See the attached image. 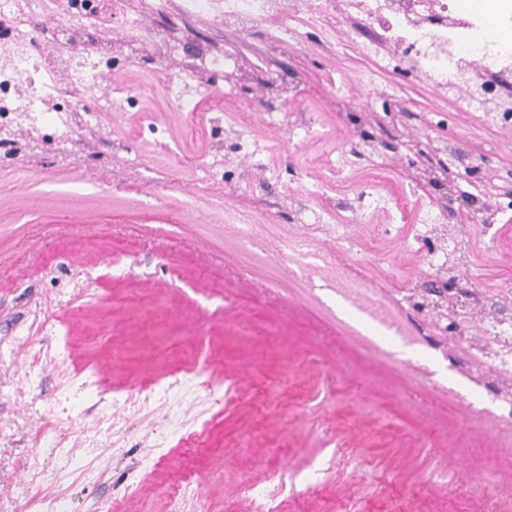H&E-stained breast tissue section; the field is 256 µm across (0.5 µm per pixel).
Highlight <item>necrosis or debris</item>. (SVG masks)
<instances>
[{
	"instance_id": "necrosis-or-debris-1",
	"label": "necrosis or debris",
	"mask_w": 512,
	"mask_h": 512,
	"mask_svg": "<svg viewBox=\"0 0 512 512\" xmlns=\"http://www.w3.org/2000/svg\"><path fill=\"white\" fill-rule=\"evenodd\" d=\"M142 11L163 21L162 29L149 34L156 45L153 75L163 77V91L177 111L200 115L196 94L187 78L189 72L235 69L234 51L199 53L190 67H182L183 39L171 19L179 13L188 19L204 11L214 12L225 29L246 34L265 24L274 44L298 50L309 48L311 32L325 20L343 28L350 43L369 57L371 67L360 81L373 94L400 99L402 86L384 85L380 76L393 71L407 74L410 82H424L440 92L457 95L456 109L479 112L483 106L473 96L458 95L466 72L483 77L512 74V0H138ZM47 11V0H0V47L11 50L10 60L0 59V141L15 142L21 130L36 133L40 125L52 124L63 142L77 140L80 130L73 122L68 100L72 88L94 90L98 108L124 105L133 86L100 88L101 64H84L71 54L45 64L32 50L31 27ZM370 33L368 41L357 38L360 30ZM235 94L225 87L213 98L208 115L203 116L214 135L223 137L220 159L255 160L266 151L264 141L254 132L256 122L285 129L289 140L307 141L317 135L310 122L290 120L278 109L266 110L262 117L247 114L222 117L223 101ZM442 214L425 212L409 252H420L428 267L443 270L451 253L438 241Z\"/></svg>"
}]
</instances>
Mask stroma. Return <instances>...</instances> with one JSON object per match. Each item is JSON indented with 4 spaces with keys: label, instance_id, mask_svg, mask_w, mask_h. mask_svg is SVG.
Instances as JSON below:
<instances>
[{
    "label": "stroma",
    "instance_id": "1",
    "mask_svg": "<svg viewBox=\"0 0 512 512\" xmlns=\"http://www.w3.org/2000/svg\"><path fill=\"white\" fill-rule=\"evenodd\" d=\"M112 2L102 0L94 27L52 45L44 33L71 5L56 0L33 29L43 58L60 46L111 52L127 35ZM181 28L188 62L201 46H240L250 90L233 109L287 105L294 118L310 114L347 140L351 154L358 130L375 138L383 169L364 160L352 178L318 173L335 222L310 250L342 268L363 259L359 276L383 296L428 274L405 240L440 195L404 168L395 143L426 142L422 167L431 175L454 160L470 193L485 170L512 169V128L454 111L430 124L448 109L428 85L408 88L401 112L387 118L357 83L370 60L353 52L318 38L302 52L274 49L263 31L239 35L204 13ZM270 73L277 88L264 83ZM102 81L142 92L135 105L97 113L77 143L44 128L43 148L24 160L0 144V512H42L58 500L67 512H170L175 500L179 512H243L249 481L278 487L282 512H505L512 448L484 425L498 404L422 339L423 317L393 309L405 330L397 335L350 307L335 280L310 279L269 251L305 231L290 198L302 189L297 172L311 145L266 131L269 155L252 170L262 205L241 192L239 223L224 224L223 183L193 193L212 151L208 126L186 127L160 80L129 62L113 63ZM344 82L354 86L351 103L331 111L325 96ZM379 187L403 201L393 221L337 210ZM158 193L167 206H157ZM257 214L264 229L255 244L244 231ZM456 262L480 290L512 286V210L474 224ZM190 362L199 379L241 386L239 397L221 410L204 391L178 392L138 410L98 389L172 381ZM379 392L386 416L360 412ZM161 439L168 454L141 474Z\"/></svg>",
    "mask_w": 512,
    "mask_h": 512
}]
</instances>
